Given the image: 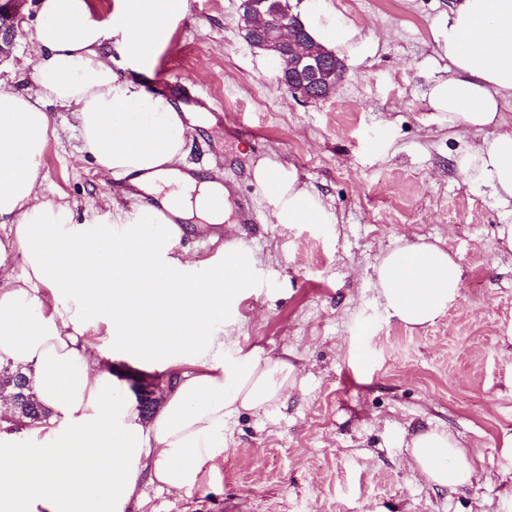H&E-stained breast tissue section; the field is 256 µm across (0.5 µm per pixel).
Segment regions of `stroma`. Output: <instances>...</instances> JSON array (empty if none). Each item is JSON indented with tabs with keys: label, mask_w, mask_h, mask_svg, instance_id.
Returning a JSON list of instances; mask_svg holds the SVG:
<instances>
[{
	"label": "stroma",
	"mask_w": 512,
	"mask_h": 512,
	"mask_svg": "<svg viewBox=\"0 0 512 512\" xmlns=\"http://www.w3.org/2000/svg\"><path fill=\"white\" fill-rule=\"evenodd\" d=\"M39 0H0L14 45L0 82L25 91L36 59ZM451 0H322L377 44L346 62L326 100L305 103L249 46L240 0H187V12L150 71L120 53L112 69L134 87L197 113L185 164L234 184L258 221L229 217L222 237L191 231L178 253L207 274L238 247L251 281L224 319V359L261 348L290 353L301 382L286 400L224 425V451L183 494L142 482L140 512H512V252L496 229L512 224L486 185L468 183L466 143L429 104L448 74L437 39ZM165 73L166 82L149 81ZM56 133L41 158L45 199L68 204L78 224H117L138 200L110 189L83 150L70 109H50ZM262 158L294 168L337 221L279 224L252 176ZM421 239L455 256L459 297L436 322L410 329L377 299L374 269L390 250ZM420 429L451 432L480 479L436 489L407 445Z\"/></svg>",
	"instance_id": "1"
}]
</instances>
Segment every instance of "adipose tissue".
<instances>
[{"mask_svg":"<svg viewBox=\"0 0 512 512\" xmlns=\"http://www.w3.org/2000/svg\"><path fill=\"white\" fill-rule=\"evenodd\" d=\"M299 13L317 44L357 58L369 52L349 20L310 10L306 0ZM39 14L33 88L0 85V363L31 373L49 417L26 427L20 442L0 432V512H138L142 480L191 492L224 449L226 419L280 402L298 369L287 356L256 349L225 364L215 326L249 284L240 253L228 246L223 265L203 277L171 254L185 223L224 222V188L180 170L192 132L180 107L112 70L114 47L137 65L154 62L186 0H119L108 29L89 0H41ZM444 54L448 76L433 85L429 104L459 134L494 128L458 165L510 203L512 122L504 109L512 104V0H453ZM50 104L72 109L99 170L132 177L156 207L112 235L73 223L69 207L44 200ZM253 179L277 223H335L294 169L262 160ZM16 251L25 259L18 275L7 265ZM461 276L448 251L420 240L385 254L375 286L390 315L424 327L456 302ZM95 322L106 323L113 347L136 367L172 372L151 422L93 350L86 332ZM411 458L440 489L478 477L473 458L445 431L416 432Z\"/></svg>","mask_w":512,"mask_h":512,"instance_id":"1","label":"adipose tissue"}]
</instances>
